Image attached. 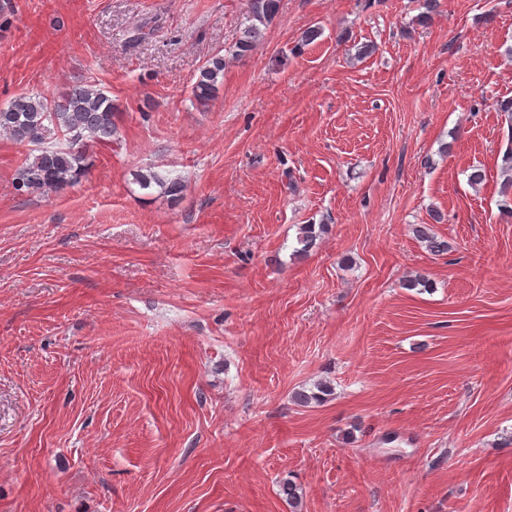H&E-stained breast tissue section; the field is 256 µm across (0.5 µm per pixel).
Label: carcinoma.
I'll return each instance as SVG.
<instances>
[{"label": "carcinoma", "instance_id": "obj_1", "mask_svg": "<svg viewBox=\"0 0 512 512\" xmlns=\"http://www.w3.org/2000/svg\"><path fill=\"white\" fill-rule=\"evenodd\" d=\"M278 10L279 0H248L245 25L230 49L231 55L239 57L253 51L262 28L274 20ZM224 64V56L218 53L200 68L191 85V95L197 105L204 107L214 98L224 81ZM116 111L112 97L96 82L87 80L67 83L50 98L38 94L20 95L0 106V134L18 145L32 146L19 168L15 191L20 195H44L60 192L79 182L90 167L94 149L110 148L118 139ZM501 169L504 173L502 206L506 208L512 194V148L504 152ZM137 182L143 189L154 184L175 199L184 189L180 181L152 171L139 174ZM318 228L322 230L324 225L306 224L300 228L297 242L301 248L297 252L308 251ZM415 232L430 252L448 251V242L435 236L429 225L421 224ZM333 395L330 382L321 380L309 390L295 391L293 401L306 407L324 403ZM279 494L292 512H301L303 491L300 485L283 479L279 483Z\"/></svg>", "mask_w": 512, "mask_h": 512}]
</instances>
